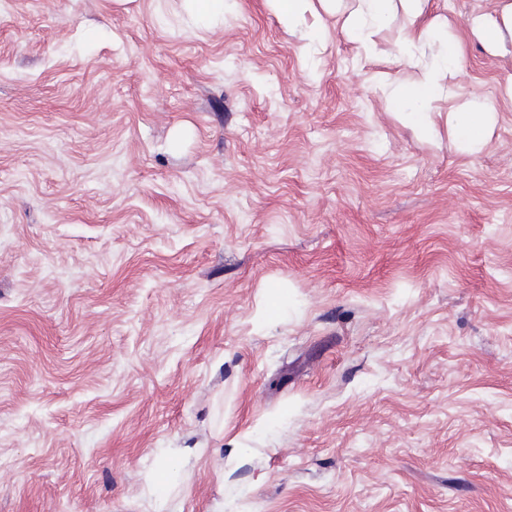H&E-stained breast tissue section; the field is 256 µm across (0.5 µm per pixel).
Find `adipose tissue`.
<instances>
[{
  "label": "adipose tissue",
  "mask_w": 512,
  "mask_h": 512,
  "mask_svg": "<svg viewBox=\"0 0 512 512\" xmlns=\"http://www.w3.org/2000/svg\"><path fill=\"white\" fill-rule=\"evenodd\" d=\"M270 11L288 27L305 23L307 17L326 14L342 16V28L358 44L361 53L375 51L374 29L390 21L396 7L411 15L422 12L423 0H266ZM468 26L485 47L504 51L512 36V0H496L493 12L472 17ZM400 56L407 60L428 57L420 77L413 81L381 78L378 87L387 97L391 111L423 133L435 130L433 114L439 101L452 98L461 70L463 40L448 20L407 28L396 42ZM493 112L481 104L457 107L448 115V134L470 150L483 147Z\"/></svg>",
  "instance_id": "obj_1"
}]
</instances>
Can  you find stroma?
<instances>
[{
	"instance_id": "1",
	"label": "stroma",
	"mask_w": 512,
	"mask_h": 512,
	"mask_svg": "<svg viewBox=\"0 0 512 512\" xmlns=\"http://www.w3.org/2000/svg\"><path fill=\"white\" fill-rule=\"evenodd\" d=\"M308 23L0 0V512H512V52L424 135ZM493 112L481 104L457 107L448 115V135L469 150L483 147L492 122Z\"/></svg>"
}]
</instances>
